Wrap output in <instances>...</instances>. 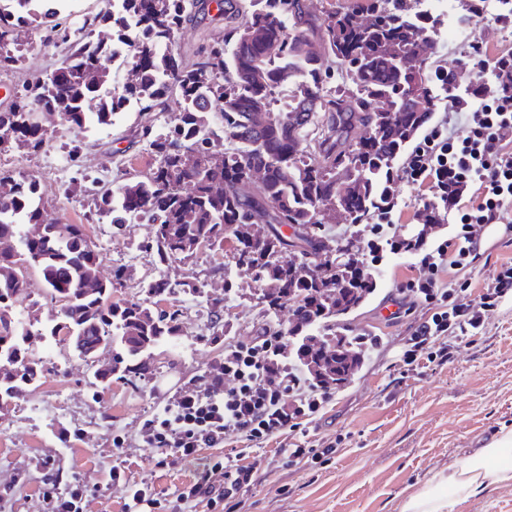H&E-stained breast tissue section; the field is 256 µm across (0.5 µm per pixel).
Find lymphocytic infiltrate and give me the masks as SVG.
Wrapping results in <instances>:
<instances>
[{"label":"lymphocytic infiltrate","mask_w":512,"mask_h":512,"mask_svg":"<svg viewBox=\"0 0 512 512\" xmlns=\"http://www.w3.org/2000/svg\"><path fill=\"white\" fill-rule=\"evenodd\" d=\"M451 85L448 109L460 132L442 123L428 129L403 166L402 178L443 201L456 233L430 248L424 234L402 236L390 222L358 231L366 241L361 251L366 268L380 265L387 252L420 258L418 275L396 288L399 311L428 310L415 322L400 356L407 374L447 364L452 345L482 331L490 313L512 299L511 262L494 271L471 304L460 301L469 282L455 288L443 278L450 268L476 270L485 226L501 223L505 207L512 205V143L504 137L512 129V48L480 55L474 70L454 72ZM474 193L479 202L472 205L468 198ZM192 384L171 397L162 413L145 419L139 436L145 447L171 450L174 460L195 465L193 483L171 501L147 482H131L125 465L113 466L111 481L128 489L127 512H196L202 503L210 512H240L243 494L258 480L257 463L206 458L202 449L223 447L234 437L267 442L306 430L336 390L288 356L285 336L275 327L225 347L218 372L199 375Z\"/></svg>","instance_id":"lymphocytic-infiltrate-1"}]
</instances>
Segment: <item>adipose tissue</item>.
Returning a JSON list of instances; mask_svg holds the SVG:
<instances>
[{"label":"adipose tissue","instance_id":"1","mask_svg":"<svg viewBox=\"0 0 512 512\" xmlns=\"http://www.w3.org/2000/svg\"><path fill=\"white\" fill-rule=\"evenodd\" d=\"M489 481H512V429L500 431L462 462L434 472L425 487L406 500L402 512H452L459 498Z\"/></svg>","mask_w":512,"mask_h":512}]
</instances>
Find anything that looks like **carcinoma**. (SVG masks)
<instances>
[{"instance_id": "1", "label": "carcinoma", "mask_w": 512, "mask_h": 512, "mask_svg": "<svg viewBox=\"0 0 512 512\" xmlns=\"http://www.w3.org/2000/svg\"><path fill=\"white\" fill-rule=\"evenodd\" d=\"M54 0H0V72L22 57L21 29L42 20L45 40L69 44L53 72L22 86L0 112V135L38 153L45 129L31 119L58 117L83 128L107 126L133 101L142 111L177 112L178 122L144 135L156 156L143 176L116 192H100L96 214L112 224L145 219L155 225L159 260L186 259L202 245L235 240L237 268L265 285L268 308H292L290 335L357 307L375 288L360 264L355 240L334 241L322 229L338 211L361 224L390 203L392 159L402 155L430 120L438 100L426 71L403 58L423 37L438 36L440 18L421 9L425 0H355L312 16L303 0H225L224 38L197 49L191 64L169 49L177 31L205 10L206 0H112L119 7L82 22L62 16ZM369 13L372 23H360ZM109 25L105 39H90L95 22ZM124 52L127 76L115 81L112 57ZM368 135L352 138L356 124ZM348 169L336 182V168ZM253 171L261 187L247 188ZM270 211L266 229L242 237L255 208ZM292 225L302 242L287 260ZM17 241L0 252V409L41 377L31 357L36 340L65 336L79 356L107 352L112 373L140 375L139 359L178 328L175 310L110 301L112 285L96 278L98 253L82 224L47 221L37 188L0 176V239ZM336 254L332 274L310 261ZM33 268L43 291L62 303L63 322L35 330L13 325L11 310L27 288L22 270ZM304 361L332 359L328 372L346 374L348 361L302 337Z\"/></svg>"}]
</instances>
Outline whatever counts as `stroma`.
<instances>
[{"mask_svg":"<svg viewBox=\"0 0 512 512\" xmlns=\"http://www.w3.org/2000/svg\"><path fill=\"white\" fill-rule=\"evenodd\" d=\"M443 36L429 49L431 62L446 70L468 63L474 46L488 53L512 47V25L493 18L465 19L466 0H445ZM224 17L216 8L184 24L172 49L190 64L195 49L220 40ZM41 30L27 32L29 47L17 69L0 73V110L7 109L15 88L53 71L67 51L62 42L45 43ZM177 113L155 114L139 109L118 113L111 126L95 124L73 129L52 118L46 124L47 145L37 154L9 146L0 148V174L20 176L35 184L52 222L85 225L88 240L99 253L98 276L112 285V302L153 306L147 283L162 280L174 287L163 307L178 309L176 335L164 337L151 351L150 374L113 375L110 385L94 379L106 369L109 355L95 363L81 359L71 345L47 338L33 345L32 358L42 370L40 380L0 410V486L13 484L0 512H45L43 496L49 479L66 484L82 479L90 492L85 512H125L124 486L111 483L112 465L123 462L133 480L152 484L160 496L175 499L195 470L183 464L159 465L164 450L142 447L139 429L192 378L216 368L227 345L251 340L264 324L292 325L290 306L267 310L263 287L237 270L233 239L223 248L203 247L185 260L160 262L152 244L155 227L133 222L115 228L109 219L89 220L93 206L82 189L117 190L129 178L145 174L154 156L141 129L147 124H175ZM397 204L393 223L405 235L416 234L415 214L431 195L394 179ZM505 226L482 238L477 272L451 270V283L471 279L463 302L478 299L484 279L501 263L512 262V206ZM121 281H114L116 269ZM418 258L387 254L375 267L376 286L357 308L333 317V328H313V335L335 338L336 328L367 331L383 341L380 355L370 357L336 388L333 400L309 430L316 438L337 442L334 458L325 464H289L285 447L298 435L254 445L250 460L260 479L244 497L245 512H401L408 496L420 490L434 471L462 461L512 427V300L490 316L485 331L455 353L443 366L402 375L399 355L413 320L421 310L398 319L379 315L401 280L417 275ZM24 276L29 286L13 308L17 320L43 324L61 321L62 306L45 297L38 274ZM197 290L185 289V282ZM45 460L49 469L38 468ZM453 512H512V483L489 485L458 500Z\"/></svg>","mask_w":512,"mask_h":512,"instance_id":"obj_1","label":"stroma"}]
</instances>
